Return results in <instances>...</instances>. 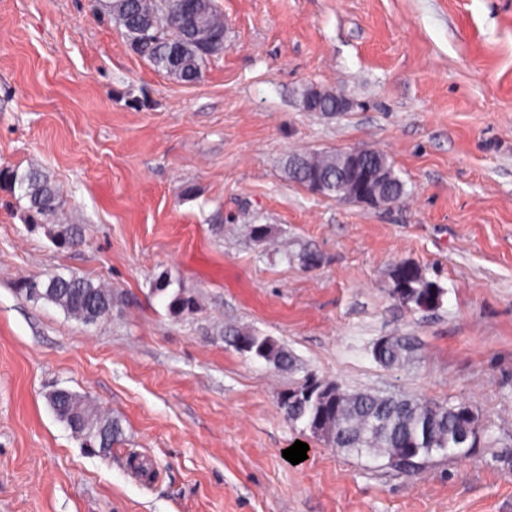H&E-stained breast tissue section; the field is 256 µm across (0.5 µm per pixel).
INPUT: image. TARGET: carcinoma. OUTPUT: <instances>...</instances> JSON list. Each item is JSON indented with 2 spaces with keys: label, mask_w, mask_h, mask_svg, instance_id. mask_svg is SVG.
Returning a JSON list of instances; mask_svg holds the SVG:
<instances>
[{
  "label": "carcinoma",
  "mask_w": 512,
  "mask_h": 512,
  "mask_svg": "<svg viewBox=\"0 0 512 512\" xmlns=\"http://www.w3.org/2000/svg\"><path fill=\"white\" fill-rule=\"evenodd\" d=\"M182 0H95L101 16L120 22L123 35L133 51L148 60L158 71L179 83L191 85L202 76L211 58L224 52V14L213 0H194L185 14ZM297 165L287 168L288 179L304 187L312 181L323 185L322 195L336 196V184L343 177L334 152H313L295 156ZM380 177L377 191L392 202L405 195V183L395 172L386 154L372 150L367 158ZM0 183L19 191L25 200V220L32 231L43 233L58 247L76 249L85 242L81 224H57L54 218L62 199L57 184L43 170L30 167L1 168ZM411 275L396 292L394 299L411 311L440 305L444 290L427 280L414 266L402 265L401 272ZM25 299L51 303L68 317L84 325H98L112 318V309L123 302V295L103 280L71 273L48 272L22 280L17 288ZM167 309L174 315L196 309L193 296L175 292ZM227 343L242 354L264 360L279 371H291L296 360L287 348L266 336L238 329L224 331ZM417 350L411 336H390L379 364L398 369L405 366ZM47 402L57 420L69 428L83 447L107 457L123 434L120 421L101 410L88 397L73 391L54 390ZM278 403L288 422L301 423L311 433L322 437L337 451L362 457L383 458L399 473L421 471L436 453L466 456L481 437L477 411L469 404L383 396L373 391H348L330 381L309 399H298L282 391ZM101 428L91 437L87 426Z\"/></svg>",
  "instance_id": "obj_1"
}]
</instances>
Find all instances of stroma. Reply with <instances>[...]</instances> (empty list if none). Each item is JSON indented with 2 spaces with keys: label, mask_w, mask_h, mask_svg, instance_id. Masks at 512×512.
<instances>
[{
  "label": "stroma",
  "mask_w": 512,
  "mask_h": 512,
  "mask_svg": "<svg viewBox=\"0 0 512 512\" xmlns=\"http://www.w3.org/2000/svg\"><path fill=\"white\" fill-rule=\"evenodd\" d=\"M214 3L224 51L184 85L89 0H0V168L44 169L59 221L86 229L57 248L0 187V512H512V0ZM312 86L352 111H304ZM351 148L385 153L406 196L372 208L286 176L293 151ZM401 263L438 307L394 300ZM51 270L124 302L86 326L17 293ZM166 275L195 313H169ZM230 327L297 370L239 353ZM396 334L419 348L389 370L372 347ZM308 372L470 402L485 433L412 475L343 456L279 407ZM57 387L120 419L111 456L56 420ZM401 267L400 275L404 274L407 269L411 270V275L404 285L401 286L399 284L401 288H396L398 282L395 275ZM395 275L393 270L394 286L392 288V295L402 306L411 311H417L440 305L444 295L443 288H440L435 282L427 280L419 269L411 265L402 264L395 269ZM396 291L399 292L398 295ZM224 338L241 354L262 359L278 371H291L296 367V360L288 349L266 336L229 329L224 331Z\"/></svg>",
  "instance_id": "obj_1"
}]
</instances>
